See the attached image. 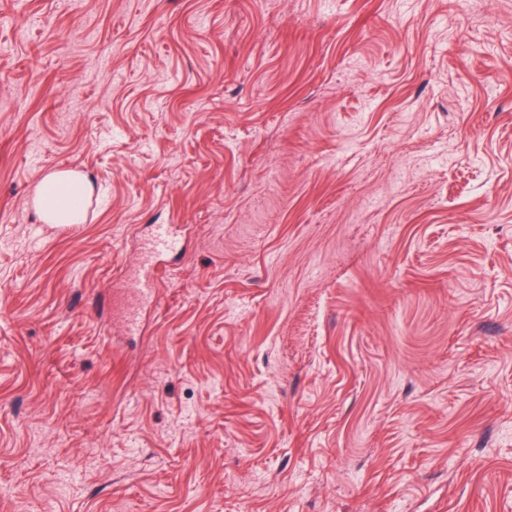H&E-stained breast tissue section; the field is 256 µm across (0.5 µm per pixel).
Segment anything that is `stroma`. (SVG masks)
I'll return each instance as SVG.
<instances>
[{
    "instance_id": "obj_1",
    "label": "stroma",
    "mask_w": 512,
    "mask_h": 512,
    "mask_svg": "<svg viewBox=\"0 0 512 512\" xmlns=\"http://www.w3.org/2000/svg\"><path fill=\"white\" fill-rule=\"evenodd\" d=\"M0 512H512V0H0ZM90 196L91 188L81 173L55 171L44 177L34 207L45 224H81ZM174 250V239L171 229L166 225H157L154 227L151 237L145 244L143 257V276L140 279L146 288H142V294L146 299L152 297V285L156 274V263L162 256H167Z\"/></svg>"
}]
</instances>
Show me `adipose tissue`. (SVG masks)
Here are the masks:
<instances>
[{
	"label": "adipose tissue",
	"mask_w": 512,
	"mask_h": 512,
	"mask_svg": "<svg viewBox=\"0 0 512 512\" xmlns=\"http://www.w3.org/2000/svg\"><path fill=\"white\" fill-rule=\"evenodd\" d=\"M90 195L91 188L81 173L56 171L44 177L34 206L44 223L81 224Z\"/></svg>",
	"instance_id": "adipose-tissue-1"
}]
</instances>
